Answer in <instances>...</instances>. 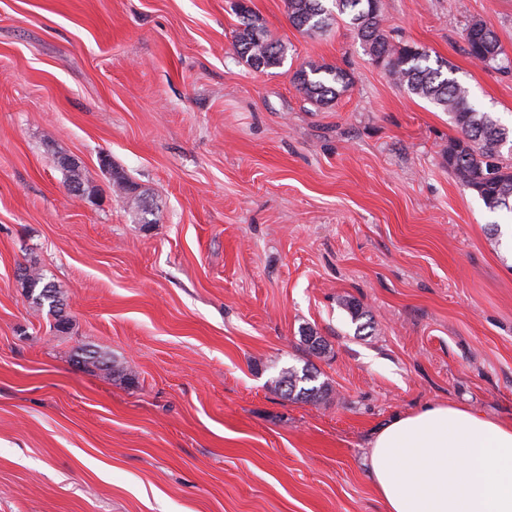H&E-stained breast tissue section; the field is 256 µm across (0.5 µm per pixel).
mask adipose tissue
I'll list each match as a JSON object with an SVG mask.
<instances>
[{
    "instance_id": "1",
    "label": "adipose tissue",
    "mask_w": 512,
    "mask_h": 512,
    "mask_svg": "<svg viewBox=\"0 0 512 512\" xmlns=\"http://www.w3.org/2000/svg\"><path fill=\"white\" fill-rule=\"evenodd\" d=\"M368 467L386 512H512V425L456 405L393 418Z\"/></svg>"
}]
</instances>
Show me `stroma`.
I'll return each instance as SVG.
<instances>
[{"mask_svg":"<svg viewBox=\"0 0 512 512\" xmlns=\"http://www.w3.org/2000/svg\"><path fill=\"white\" fill-rule=\"evenodd\" d=\"M246 3L281 67L236 54L237 0H0V512H385L363 461L395 416L449 403L512 425V246L491 233L512 213L455 180L448 114L353 28ZM380 5L392 41L448 61L512 127V68L463 39L484 20L512 58V0ZM310 63L352 86L311 104L292 83ZM105 154L155 223L115 195ZM29 265L59 286L66 331L32 309ZM309 361L326 401L271 391Z\"/></svg>","mask_w":512,"mask_h":512,"instance_id":"1","label":"stroma"}]
</instances>
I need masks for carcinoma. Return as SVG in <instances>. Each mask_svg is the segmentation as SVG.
I'll return each mask as SVG.
<instances>
[{
  "label": "carcinoma",
  "instance_id": "obj_1",
  "mask_svg": "<svg viewBox=\"0 0 512 512\" xmlns=\"http://www.w3.org/2000/svg\"><path fill=\"white\" fill-rule=\"evenodd\" d=\"M332 2L330 8L325 0H286L288 17L295 28L306 32H326L340 21L352 27L364 51L393 82L450 116L458 136L448 141V171L462 186L475 191L489 210L512 212V130L471 104L469 88L454 76L448 62L439 60L433 67L425 50L391 41L384 29L379 0ZM239 18L234 44L237 54L257 70L279 67L285 57L284 46L269 35L242 3ZM464 41L467 54L487 68L499 69L509 63L495 32L481 20L468 24ZM292 82L311 103L325 106L347 90L352 77L338 67L309 64L294 72ZM110 175L116 192L132 201L139 214L150 212L144 206L146 197L135 194L136 188L125 176L113 170ZM22 286L34 309L41 311L47 307L55 316L60 313V291L56 284L45 281L44 274L26 270ZM317 378L318 370L306 364L300 370H282L271 386L290 400L317 401L329 391L325 381L305 386Z\"/></svg>",
  "mask_w": 512,
  "mask_h": 512
}]
</instances>
